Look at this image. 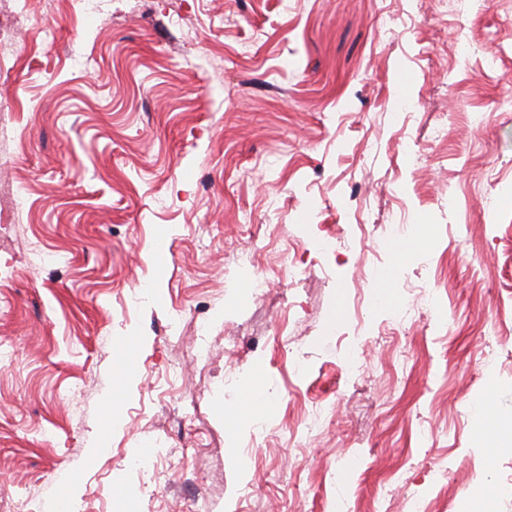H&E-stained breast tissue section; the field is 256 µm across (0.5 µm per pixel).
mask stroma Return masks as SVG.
<instances>
[{
	"label": "stroma",
	"instance_id": "35a3bbf8",
	"mask_svg": "<svg viewBox=\"0 0 512 512\" xmlns=\"http://www.w3.org/2000/svg\"><path fill=\"white\" fill-rule=\"evenodd\" d=\"M0 41L21 512L67 474L70 512H512L475 439L483 398L512 420V0H0ZM258 372H253L244 381V397L240 407L246 409L255 417H262L269 412V405L256 397L257 388L261 385L262 379L259 380Z\"/></svg>",
	"mask_w": 512,
	"mask_h": 512
}]
</instances>
